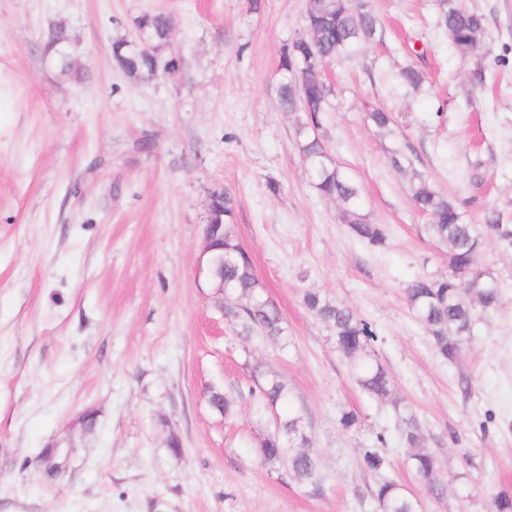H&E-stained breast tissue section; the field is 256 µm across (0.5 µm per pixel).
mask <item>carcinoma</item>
<instances>
[{"label":"carcinoma","instance_id":"1","mask_svg":"<svg viewBox=\"0 0 512 512\" xmlns=\"http://www.w3.org/2000/svg\"><path fill=\"white\" fill-rule=\"evenodd\" d=\"M307 14L313 31L288 44L280 54V104L288 112L304 114V119L297 121L295 137L314 188L342 206L343 218L354 234L371 246H380L385 242V231L378 224L366 223L359 214V189L336 163L327 159L321 132L331 92L322 78L323 65L371 39L377 21L368 0H312ZM440 22L458 47H472L484 34L483 17L468 11L459 0H442ZM136 28L143 41H118L112 45L113 58L125 73L134 78H158L180 69L178 57L159 51L171 34L165 15L146 13L138 18ZM367 119L382 133L389 132L393 124L391 113L379 108L370 109ZM392 161L399 170L412 174V200L431 219L426 230L448 248V269L438 276L415 280L405 289V297L437 354L452 363L471 339L475 322L500 300L498 281L475 264L484 235L492 234L501 245L512 248V224L503 222L495 210L486 214L482 229L466 223L455 199L425 180L411 167L410 160L396 153ZM222 246L224 249L213 252V271L224 284V313L237 335L245 339L259 336L274 344L285 342L288 328L284 319L277 306L264 297L251 257L235 240L228 223L224 224ZM304 304L330 329L336 352L348 363L358 386L378 399L391 398L393 381L375 358L376 335L369 324L348 306L318 293L305 294ZM249 393L257 399L259 409L273 419V428L257 448L260 460L285 470L298 482L318 484V461L307 449L303 415L296 410L283 418L278 412L279 404L292 401L287 385L277 374L261 372L255 375ZM401 436L412 449L409 465L417 484L434 499H445L448 483L440 474L435 453L423 444L414 416L401 420ZM363 461L369 471L379 476L374 492L377 512H419L416 496L382 475L385 458L378 449H366Z\"/></svg>","mask_w":512,"mask_h":512}]
</instances>
